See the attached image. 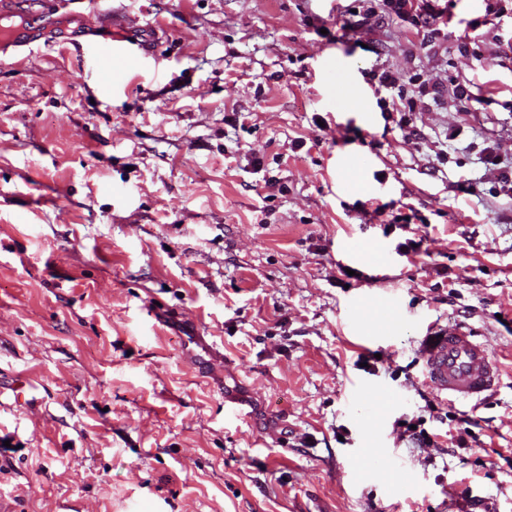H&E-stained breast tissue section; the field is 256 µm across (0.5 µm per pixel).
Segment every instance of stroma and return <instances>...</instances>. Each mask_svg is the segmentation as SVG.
<instances>
[{"mask_svg": "<svg viewBox=\"0 0 512 512\" xmlns=\"http://www.w3.org/2000/svg\"><path fill=\"white\" fill-rule=\"evenodd\" d=\"M499 4L448 0L434 34L381 0L362 26L352 0H42L52 41L0 62V501L512 512ZM115 31L149 52L107 90L82 48ZM381 69L436 84L409 125ZM457 324L501 369L478 405L424 375L422 337ZM417 418L433 446L402 437Z\"/></svg>", "mask_w": 512, "mask_h": 512, "instance_id": "1", "label": "stroma"}]
</instances>
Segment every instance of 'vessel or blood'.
Instances as JSON below:
<instances>
[{
	"mask_svg": "<svg viewBox=\"0 0 512 512\" xmlns=\"http://www.w3.org/2000/svg\"><path fill=\"white\" fill-rule=\"evenodd\" d=\"M43 33L29 18H17L15 10L0 6V58L9 49L39 42ZM142 47L137 40L115 37L87 45L92 71L102 85L109 86L118 76L138 69ZM420 355L425 372L441 395L469 401L494 389L497 372L487 345L475 341L470 332L459 328L431 331L423 337Z\"/></svg>",
	"mask_w": 512,
	"mask_h": 512,
	"instance_id": "b4317fda",
	"label": "vessel or blood"
}]
</instances>
